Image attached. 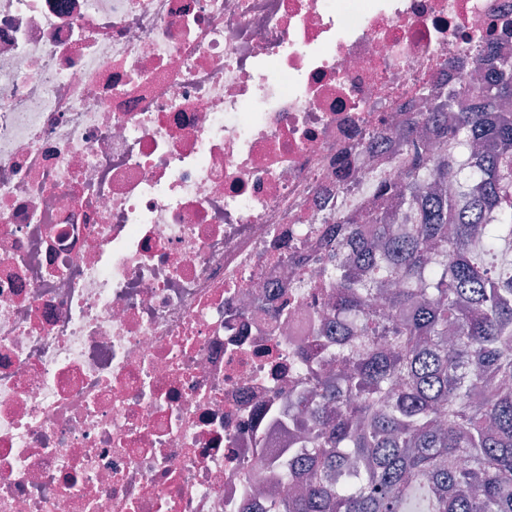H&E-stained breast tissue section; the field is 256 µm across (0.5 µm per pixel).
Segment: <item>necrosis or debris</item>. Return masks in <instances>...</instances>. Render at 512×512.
Returning a JSON list of instances; mask_svg holds the SVG:
<instances>
[{
	"label": "necrosis or debris",
	"mask_w": 512,
	"mask_h": 512,
	"mask_svg": "<svg viewBox=\"0 0 512 512\" xmlns=\"http://www.w3.org/2000/svg\"><path fill=\"white\" fill-rule=\"evenodd\" d=\"M512 0H0V512H269L325 238Z\"/></svg>",
	"instance_id": "1"
}]
</instances>
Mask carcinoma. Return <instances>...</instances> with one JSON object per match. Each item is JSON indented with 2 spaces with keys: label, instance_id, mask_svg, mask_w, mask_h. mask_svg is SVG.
Wrapping results in <instances>:
<instances>
[{
  "label": "carcinoma",
  "instance_id": "carcinoma-1",
  "mask_svg": "<svg viewBox=\"0 0 512 512\" xmlns=\"http://www.w3.org/2000/svg\"><path fill=\"white\" fill-rule=\"evenodd\" d=\"M479 89L448 88L417 129L447 146L433 163L415 152L395 206L336 225L328 245L348 252L322 268L336 287V349L310 359L346 365L317 400L301 394L307 433L281 479L301 494L272 512H512V56L491 62ZM452 112L444 121L440 112ZM413 232L397 239L395 220Z\"/></svg>",
  "mask_w": 512,
  "mask_h": 512
}]
</instances>
